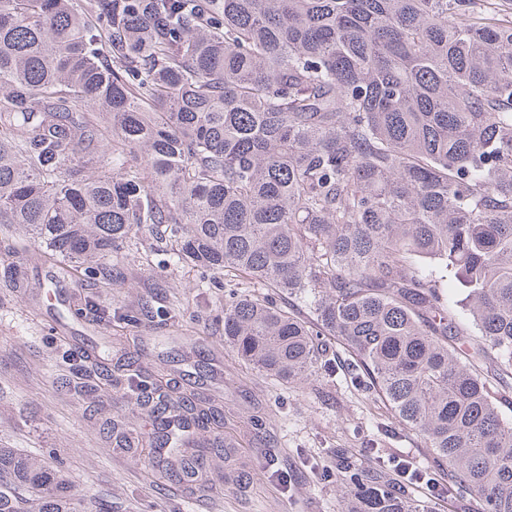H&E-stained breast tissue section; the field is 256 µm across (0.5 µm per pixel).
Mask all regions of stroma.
<instances>
[{
	"label": "stroma",
	"instance_id": "obj_1",
	"mask_svg": "<svg viewBox=\"0 0 512 512\" xmlns=\"http://www.w3.org/2000/svg\"><path fill=\"white\" fill-rule=\"evenodd\" d=\"M14 249L13 272L0 266V447L16 448L68 482L75 512H340L346 488L340 452L370 465L400 458L418 474L412 495L430 512H471L469 501L436 496L424 444L386 405L350 383L348 353L337 339L317 337L335 355L336 370L292 387L243 364L224 347L220 313L232 285L199 287L200 274L167 262L166 246L141 238L125 262V284L106 288L112 308L178 305L177 322L143 321L135 327L75 317L70 304L80 283L36 257L15 225L0 224V250ZM24 287H7L8 277ZM89 351L113 364L133 357L143 370L193 391L218 412L235 413L238 427L212 424L200 432L207 485L172 475L156 483L163 466L154 449L120 451L114 419L133 416V430L150 439L156 423L146 411L130 414L121 390L80 391L62 348ZM264 414L254 430L248 418Z\"/></svg>",
	"mask_w": 512,
	"mask_h": 512
}]
</instances>
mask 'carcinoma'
Here are the masks:
<instances>
[{
	"label": "carcinoma",
	"mask_w": 512,
	"mask_h": 512,
	"mask_svg": "<svg viewBox=\"0 0 512 512\" xmlns=\"http://www.w3.org/2000/svg\"><path fill=\"white\" fill-rule=\"evenodd\" d=\"M490 0H0V224L59 273L122 286L143 233L244 282L224 347L299 385L316 336L423 440L448 495L512 512V20ZM456 282L479 337L441 289ZM255 288H272L276 304ZM166 322L96 294L75 315ZM77 372L108 367L70 348ZM490 369L483 376L481 367ZM112 385L191 416L129 361ZM344 512H428L344 458ZM0 512H73L0 448Z\"/></svg>",
	"instance_id": "cac0c4a2"
}]
</instances>
